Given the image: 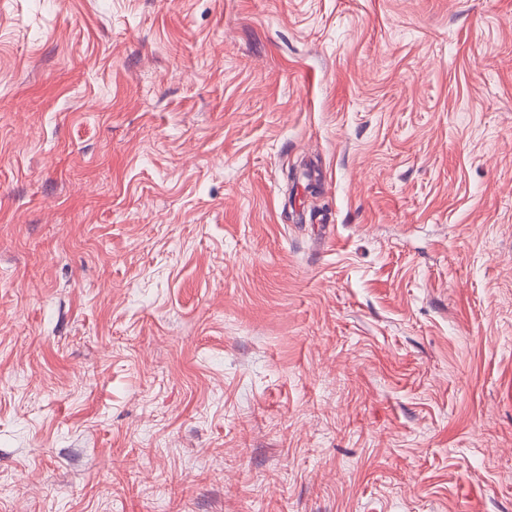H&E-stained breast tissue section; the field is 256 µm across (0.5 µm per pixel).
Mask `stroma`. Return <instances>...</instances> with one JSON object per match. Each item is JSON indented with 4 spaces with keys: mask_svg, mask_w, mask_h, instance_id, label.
<instances>
[{
    "mask_svg": "<svg viewBox=\"0 0 512 512\" xmlns=\"http://www.w3.org/2000/svg\"><path fill=\"white\" fill-rule=\"evenodd\" d=\"M0 512H512V0H0Z\"/></svg>",
    "mask_w": 512,
    "mask_h": 512,
    "instance_id": "1",
    "label": "stroma"
}]
</instances>
